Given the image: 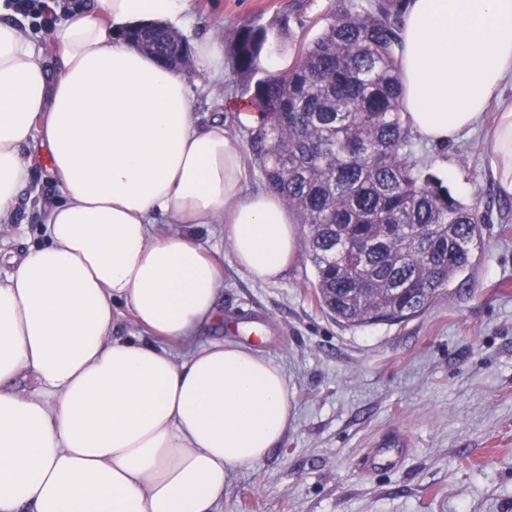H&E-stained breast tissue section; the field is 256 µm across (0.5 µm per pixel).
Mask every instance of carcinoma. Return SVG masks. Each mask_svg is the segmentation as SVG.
Wrapping results in <instances>:
<instances>
[{
  "label": "carcinoma",
  "instance_id": "carcinoma-1",
  "mask_svg": "<svg viewBox=\"0 0 512 512\" xmlns=\"http://www.w3.org/2000/svg\"><path fill=\"white\" fill-rule=\"evenodd\" d=\"M406 0L328 11L288 70L261 74L269 43L256 22L230 47L261 115L247 147L263 183L308 231L306 260L320 308L348 326L392 323L428 310L481 245L479 216L421 168L402 110L397 47ZM155 57L187 41L166 25L140 37Z\"/></svg>",
  "mask_w": 512,
  "mask_h": 512
}]
</instances>
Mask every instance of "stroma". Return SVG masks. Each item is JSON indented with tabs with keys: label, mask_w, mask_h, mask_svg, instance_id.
I'll return each instance as SVG.
<instances>
[{
	"label": "stroma",
	"mask_w": 512,
	"mask_h": 512,
	"mask_svg": "<svg viewBox=\"0 0 512 512\" xmlns=\"http://www.w3.org/2000/svg\"><path fill=\"white\" fill-rule=\"evenodd\" d=\"M349 0H189L178 28L188 42L231 46L237 29L288 18L272 52L296 60L317 18ZM193 110L245 138L233 106L242 93L232 57L224 74L188 77ZM496 112L445 145L416 140L422 166L475 205L482 244L469 280L455 282L425 313L394 323H336L312 296L305 238L274 282L251 279L233 261L220 224L201 232L223 260L224 322L207 330L253 347L284 370L291 399L281 442L227 482L217 512H512V195L501 194L489 137ZM16 220L0 223V250L21 253L38 238L40 211L59 197L46 158ZM402 426L414 441L400 467L359 471L369 440Z\"/></svg>",
	"instance_id": "35a3bbf8"
}]
</instances>
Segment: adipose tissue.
I'll use <instances>...</instances> for the list:
<instances>
[{"instance_id":"obj_1","label":"adipose tissue","mask_w":512,"mask_h":512,"mask_svg":"<svg viewBox=\"0 0 512 512\" xmlns=\"http://www.w3.org/2000/svg\"><path fill=\"white\" fill-rule=\"evenodd\" d=\"M186 7L80 0L43 50L0 0V223L30 181L27 149H45L61 193L43 243L0 277V512H215L288 428L282 369L199 339L224 292L200 231L223 225L235 264L270 282L298 228L277 194L246 191L239 140L194 115L186 73L115 36ZM398 59L412 131L457 139L512 77V0H408ZM492 139L512 195V103ZM117 303L145 338L113 337Z\"/></svg>"}]
</instances>
